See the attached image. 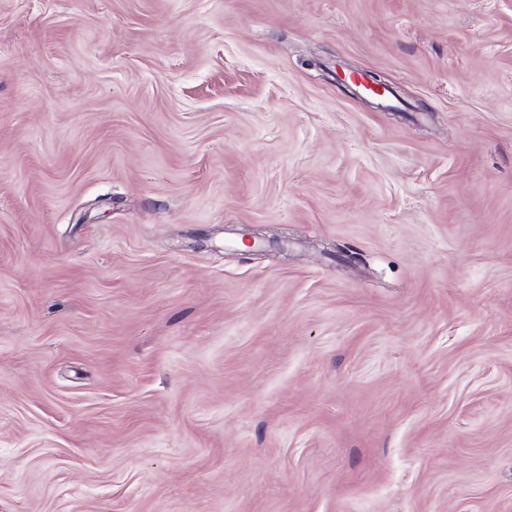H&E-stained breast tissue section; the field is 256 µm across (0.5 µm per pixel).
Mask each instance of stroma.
<instances>
[{"instance_id":"stroma-1","label":"stroma","mask_w":512,"mask_h":512,"mask_svg":"<svg viewBox=\"0 0 512 512\" xmlns=\"http://www.w3.org/2000/svg\"><path fill=\"white\" fill-rule=\"evenodd\" d=\"M0 512H512V0H0Z\"/></svg>"}]
</instances>
